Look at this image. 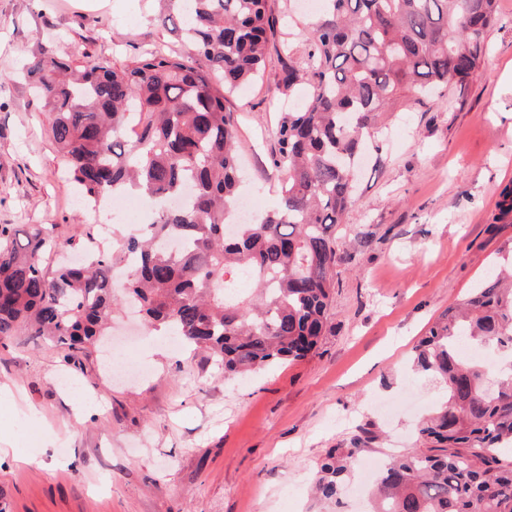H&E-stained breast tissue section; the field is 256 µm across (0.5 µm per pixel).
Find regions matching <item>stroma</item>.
I'll return each mask as SVG.
<instances>
[{
	"mask_svg": "<svg viewBox=\"0 0 512 512\" xmlns=\"http://www.w3.org/2000/svg\"><path fill=\"white\" fill-rule=\"evenodd\" d=\"M284 20L263 75L229 96L239 122L243 187L259 214L279 204L272 163L287 96L275 88L284 42L315 29L303 0H275ZM180 18L158 0H0V225H54L67 239L98 225L74 203L49 116L20 75L42 49L83 64L122 65L146 47L182 49ZM488 54L465 88L402 100L380 132L338 228L329 328L308 357L225 378L200 352L173 349L120 314L131 342L105 359L69 361L53 343L0 344V507L5 512H354L315 499L325 452L365 420L386 431L369 457L403 452L444 398L414 372L412 348L501 262L512 243V0H498ZM133 362L145 378L120 374Z\"/></svg>",
	"mask_w": 512,
	"mask_h": 512,
	"instance_id": "1",
	"label": "stroma"
}]
</instances>
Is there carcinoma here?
<instances>
[{"instance_id":"obj_1","label":"carcinoma","mask_w":512,"mask_h":512,"mask_svg":"<svg viewBox=\"0 0 512 512\" xmlns=\"http://www.w3.org/2000/svg\"><path fill=\"white\" fill-rule=\"evenodd\" d=\"M326 18L302 58L282 61V94L305 83L308 98L280 116L274 165L283 204L229 235L240 188L239 129L226 95L266 65L276 18L270 0H189L184 54L145 51L117 67L85 65L51 50L21 72L48 108L68 179L88 200L128 193L154 199V222L120 250L85 263H44L74 243L52 230L0 226V342L25 334L69 359L105 335L114 306L133 301L147 327L202 349L226 375L302 359L327 328L341 247L336 228L355 205V160L378 113L410 95L470 80L497 20V0H323ZM137 263L124 293L112 270ZM257 281L260 304L237 300L238 278ZM512 357V268L496 269L429 328L411 358L443 384L445 401L419 426L416 446L387 461L372 497L376 512H512V361L487 388L488 365L459 341ZM378 439L356 427L318 471L325 498Z\"/></svg>"}]
</instances>
